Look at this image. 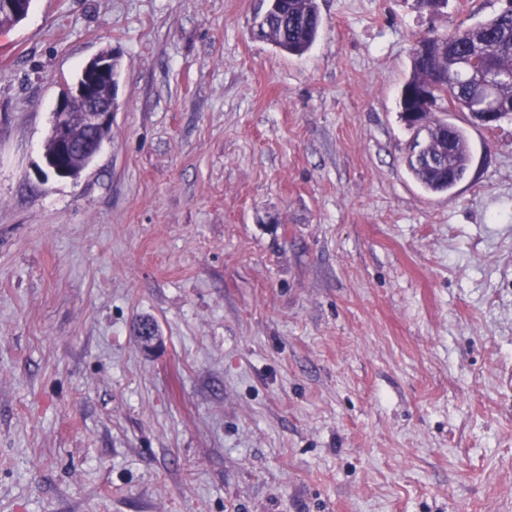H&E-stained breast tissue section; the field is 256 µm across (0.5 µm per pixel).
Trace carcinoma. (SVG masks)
Here are the masks:
<instances>
[{
	"mask_svg": "<svg viewBox=\"0 0 512 512\" xmlns=\"http://www.w3.org/2000/svg\"><path fill=\"white\" fill-rule=\"evenodd\" d=\"M321 24L316 0H274L257 26V36L302 56L315 43ZM418 41L423 49H411V72L399 108L402 113L417 108L407 97L413 88L429 89L433 107L425 110L427 130L407 126L414 138L405 162L425 190L448 193L466 176L471 148L466 130L437 113L451 108L474 120L493 103L501 116L512 115V11L448 34L428 32ZM485 71L499 77L492 103L477 86Z\"/></svg>",
	"mask_w": 512,
	"mask_h": 512,
	"instance_id": "obj_1",
	"label": "carcinoma"
}]
</instances>
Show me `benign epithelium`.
Wrapping results in <instances>:
<instances>
[{
	"instance_id": "obj_1",
	"label": "benign epithelium",
	"mask_w": 512,
	"mask_h": 512,
	"mask_svg": "<svg viewBox=\"0 0 512 512\" xmlns=\"http://www.w3.org/2000/svg\"><path fill=\"white\" fill-rule=\"evenodd\" d=\"M118 77L112 76V55L102 53L81 70L77 81L63 86L55 108L52 150L44 152L47 170L73 177L79 168L61 162L77 151L89 164L99 153L118 107Z\"/></svg>"
}]
</instances>
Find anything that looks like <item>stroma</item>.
<instances>
[{
    "mask_svg": "<svg viewBox=\"0 0 512 512\" xmlns=\"http://www.w3.org/2000/svg\"><path fill=\"white\" fill-rule=\"evenodd\" d=\"M317 3L300 57L269 0L0 30V512H512V116L451 113L471 163L431 194L398 112L415 38L504 2ZM105 52L110 137L40 176ZM321 24L316 0H274L256 31L280 50L302 56L315 43Z\"/></svg>",
    "mask_w": 512,
    "mask_h": 512,
    "instance_id": "obj_1",
    "label": "stroma"
}]
</instances>
